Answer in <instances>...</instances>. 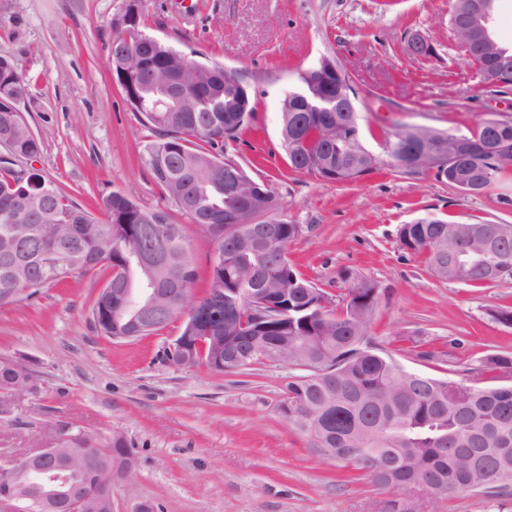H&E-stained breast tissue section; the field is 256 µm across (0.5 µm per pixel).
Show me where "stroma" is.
I'll return each mask as SVG.
<instances>
[{"instance_id": "35a3bbf8", "label": "stroma", "mask_w": 512, "mask_h": 512, "mask_svg": "<svg viewBox=\"0 0 512 512\" xmlns=\"http://www.w3.org/2000/svg\"><path fill=\"white\" fill-rule=\"evenodd\" d=\"M128 0H0V54L28 84L19 108L41 143L28 165L93 213L114 191L180 224L207 286L212 237L178 210L147 163L154 139L108 66V45ZM144 33L200 60L236 69L255 101L250 126L223 157L266 185L285 219L300 227L292 265L333 298L351 270L380 289L370 333L406 371L470 383L480 359L512 355V327L493 313L512 308V278L471 288L435 276L404 250L400 225L421 218L512 225V180L467 196L424 174L387 168L350 183L292 171L279 130L284 93L325 55L346 65L358 92L366 145L381 132L420 125L466 134L489 115L512 119V91L483 88L455 45L449 0H138ZM433 48L408 50L411 34ZM110 272L22 293L0 308V358L36 373L40 392L18 418L0 419V457L50 443L65 426L126 436L130 484L112 488L115 512H386L392 492L351 477L307 446L279 411L293 367L262 361L217 373L168 362L182 320L141 340H114L91 309ZM436 351V360L421 351ZM411 512H497L474 491L402 494Z\"/></svg>"}]
</instances>
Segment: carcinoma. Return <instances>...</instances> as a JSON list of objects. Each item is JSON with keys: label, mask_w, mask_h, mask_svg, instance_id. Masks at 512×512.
Instances as JSON below:
<instances>
[{"label": "carcinoma", "mask_w": 512, "mask_h": 512, "mask_svg": "<svg viewBox=\"0 0 512 512\" xmlns=\"http://www.w3.org/2000/svg\"><path fill=\"white\" fill-rule=\"evenodd\" d=\"M140 28L113 41L126 48V57H108L112 70L125 72L126 100L151 98V72L183 68L197 89L192 112H145L156 140L149 147V165L156 182L192 223L202 227L222 254L212 267L209 287L195 305L211 313L185 321L181 335L196 340L180 353L189 367L203 365L215 372H234L271 353L288 351V364L300 370L286 386L280 411L303 403L305 413L284 418L302 433L308 447L324 459L359 473L376 486L393 490L426 483L434 497L472 489V472L492 461L487 484L477 491L493 498L512 494V385H461L422 375L417 387L413 373L403 370L379 348L369 328L380 288L364 277L343 273L348 284L335 308L318 304L324 290L290 264L288 242L294 225L276 212L267 198L264 212L278 228L271 251L262 245L243 246L230 229L234 218L258 208L256 200L236 193L224 183L219 152L237 140L255 112L250 96L241 95L239 74L207 63L165 43L143 44ZM457 42L492 92L512 87L490 82L493 67L480 46L461 35ZM26 80L18 64L0 54V134L14 135L21 156H35L41 144L11 100L25 97ZM482 119L468 135L431 127L402 125L384 137L391 150L376 153L365 145L357 112H290L282 108L281 146L296 172L323 180L352 182L385 166L419 174L403 166L402 152L416 148L435 152L456 149L455 164L443 179L458 186L462 178L480 181L484 192L512 178V120L497 134L496 151L489 149ZM24 206L37 218L16 224L12 217ZM98 219L64 193L45 183L16 161L0 159V307L12 304L23 289L55 285L97 268L120 266V290L104 301L97 296L93 316L101 332L136 340L159 333L182 313L183 300L172 295L182 288L191 294L196 270L189 257L183 226L163 210L140 207L114 192L104 200ZM168 240V251L155 259V288L166 313L150 319L138 299L146 278L129 255L147 243L145 226ZM467 225L439 218H422L398 230L401 245L422 254L441 279L472 287L486 284L487 269L498 263L497 253L463 259L460 270L448 272L438 261L459 247ZM268 293L273 303L264 322L257 321L255 297ZM19 390L38 393V380L18 364L0 360V403ZM60 448H96L113 479L131 462L124 435L76 429L59 436Z\"/></svg>", "instance_id": "1"}]
</instances>
